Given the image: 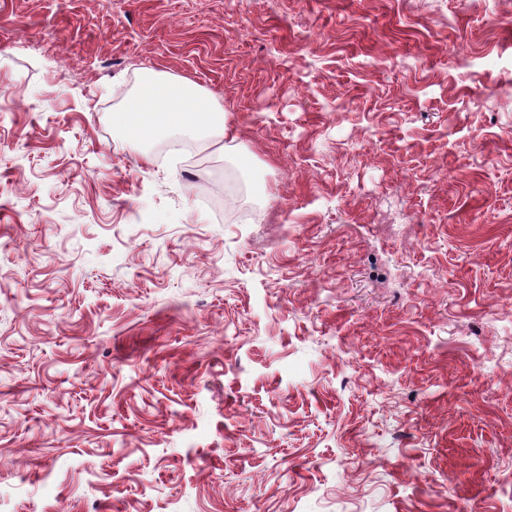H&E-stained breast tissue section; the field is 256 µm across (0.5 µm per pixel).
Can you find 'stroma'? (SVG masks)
<instances>
[{"label":"stroma","instance_id":"stroma-1","mask_svg":"<svg viewBox=\"0 0 512 512\" xmlns=\"http://www.w3.org/2000/svg\"><path fill=\"white\" fill-rule=\"evenodd\" d=\"M1 95L0 512H512V0H0ZM115 126L133 143L162 133L206 131L211 139L229 137L224 105L191 81L151 71L139 79L132 96L112 114Z\"/></svg>","mask_w":512,"mask_h":512}]
</instances>
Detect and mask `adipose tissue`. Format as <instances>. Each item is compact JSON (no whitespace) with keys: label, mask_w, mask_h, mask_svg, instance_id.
<instances>
[{"label":"adipose tissue","mask_w":512,"mask_h":512,"mask_svg":"<svg viewBox=\"0 0 512 512\" xmlns=\"http://www.w3.org/2000/svg\"><path fill=\"white\" fill-rule=\"evenodd\" d=\"M112 123L134 143L163 133L189 135L200 130L218 141L229 136L224 106L218 99L187 79L159 71L141 76L132 96L113 113Z\"/></svg>","instance_id":"adipose-tissue-1"}]
</instances>
